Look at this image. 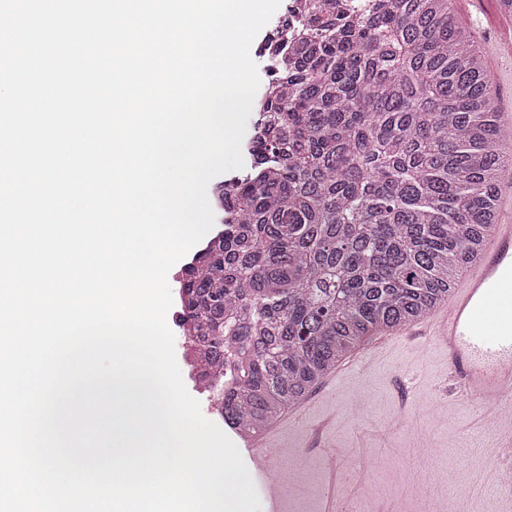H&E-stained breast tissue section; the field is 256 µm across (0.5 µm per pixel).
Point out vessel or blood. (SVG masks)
<instances>
[{"label":"vessel or blood","instance_id":"1","mask_svg":"<svg viewBox=\"0 0 512 512\" xmlns=\"http://www.w3.org/2000/svg\"><path fill=\"white\" fill-rule=\"evenodd\" d=\"M503 212L484 255L460 282L447 304L417 329L446 357L459 392L484 404L480 436L493 448L512 450V415L499 413L512 399V166L497 189ZM284 425L274 427L253 453L255 472L265 478L269 512H282L283 498L265 467L281 447Z\"/></svg>","mask_w":512,"mask_h":512}]
</instances>
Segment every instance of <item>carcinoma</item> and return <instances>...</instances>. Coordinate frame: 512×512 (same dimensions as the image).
Listing matches in <instances>:
<instances>
[{"mask_svg":"<svg viewBox=\"0 0 512 512\" xmlns=\"http://www.w3.org/2000/svg\"><path fill=\"white\" fill-rule=\"evenodd\" d=\"M251 171L178 280L196 380L260 436L362 341L448 300L512 163L497 88L448 0H308Z\"/></svg>","mask_w":512,"mask_h":512,"instance_id":"1","label":"carcinoma"}]
</instances>
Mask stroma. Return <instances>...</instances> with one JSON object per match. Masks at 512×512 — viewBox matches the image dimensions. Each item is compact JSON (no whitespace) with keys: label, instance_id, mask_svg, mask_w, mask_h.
Masks as SVG:
<instances>
[{"label":"stroma","instance_id":"35a3bbf8","mask_svg":"<svg viewBox=\"0 0 512 512\" xmlns=\"http://www.w3.org/2000/svg\"><path fill=\"white\" fill-rule=\"evenodd\" d=\"M459 26L484 51L486 74L512 110V53L499 50L512 29L499 0H453ZM310 408L288 429V452L274 456L273 476L288 488L287 512H320L327 486L336 512H448L457 487V512H512V497L496 491L495 460L472 450L482 409L450 388L447 368L431 348L411 353L389 343L369 369L323 379L307 396ZM436 461L423 477L420 452ZM348 460L344 473L325 461Z\"/></svg>","mask_w":512,"mask_h":512}]
</instances>
